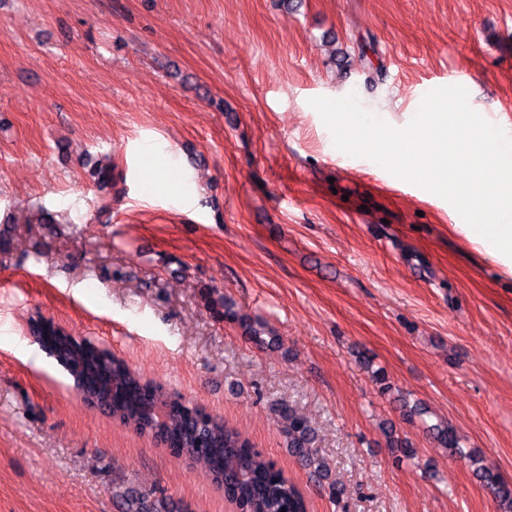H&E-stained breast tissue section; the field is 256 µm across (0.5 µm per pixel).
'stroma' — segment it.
<instances>
[{
    "instance_id": "stroma-1",
    "label": "stroma",
    "mask_w": 512,
    "mask_h": 512,
    "mask_svg": "<svg viewBox=\"0 0 512 512\" xmlns=\"http://www.w3.org/2000/svg\"><path fill=\"white\" fill-rule=\"evenodd\" d=\"M451 74L512 124V0H0V512H119L127 486L235 512L190 458L84 402L29 337L37 315L221 416L309 512H500L427 428L512 480V276L310 104L353 94L404 126ZM149 142L179 167L144 166ZM158 176L179 194L152 195ZM282 402L340 501L289 455Z\"/></svg>"
}]
</instances>
